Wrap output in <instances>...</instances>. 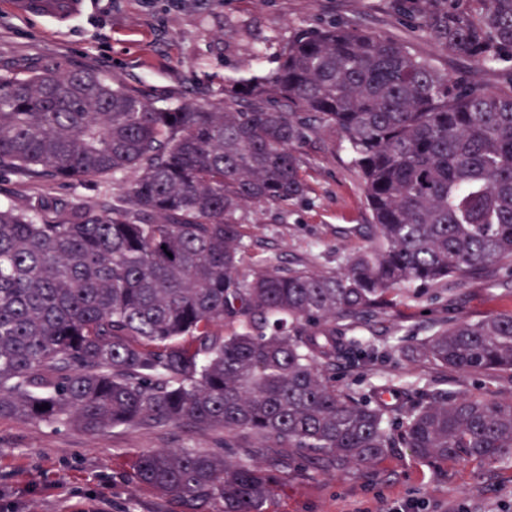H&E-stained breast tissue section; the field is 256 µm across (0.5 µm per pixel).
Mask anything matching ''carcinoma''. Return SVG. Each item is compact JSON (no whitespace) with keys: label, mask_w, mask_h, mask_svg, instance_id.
<instances>
[{"label":"carcinoma","mask_w":512,"mask_h":512,"mask_svg":"<svg viewBox=\"0 0 512 512\" xmlns=\"http://www.w3.org/2000/svg\"><path fill=\"white\" fill-rule=\"evenodd\" d=\"M397 2L504 85L347 26L296 32L278 69L224 87L220 108L158 105L88 68L0 76V171L120 190L98 209L0 206V417L222 430L226 448L246 434L336 469L401 448L430 463L512 459V396L336 387L337 364L375 354L352 327L400 287L451 292L512 261V0ZM318 128L341 134L364 182L369 246L330 274L243 272L241 214L305 195L300 148ZM408 352L512 373V314L442 325ZM133 470L183 512H268L281 480L204 448L142 452Z\"/></svg>","instance_id":"carcinoma-1"}]
</instances>
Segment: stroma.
Wrapping results in <instances>:
<instances>
[{
    "label": "stroma",
    "instance_id": "stroma-1",
    "mask_svg": "<svg viewBox=\"0 0 512 512\" xmlns=\"http://www.w3.org/2000/svg\"><path fill=\"white\" fill-rule=\"evenodd\" d=\"M341 25L406 42L442 72L474 71L486 89L500 71L476 69L421 38L395 0H87L66 23L21 16L0 0V74L23 63L86 67L118 76L157 104L197 100L220 104L225 85L275 71L295 31ZM306 196L284 209L243 216L248 250L242 269L257 260L280 269L327 273L338 258L364 243L369 223L363 182L342 147L340 133L311 134L302 148ZM116 185L95 178L78 183L28 182L0 171V205L26 206L42 196L69 206L99 207ZM512 312V265L501 264L448 292L418 283L382 316L359 328L368 344L402 345L439 325ZM405 378L420 389L512 395L506 377L466 375L410 356L383 358L336 370L340 385ZM224 434L173 424L119 426L96 433L71 425L49 428L0 418V512H183L182 506L136 482L134 456L163 448H220ZM233 460L280 466L282 480L269 512H512V460L426 463L409 450L370 467L324 470L296 449L237 437Z\"/></svg>",
    "mask_w": 512,
    "mask_h": 512
}]
</instances>
